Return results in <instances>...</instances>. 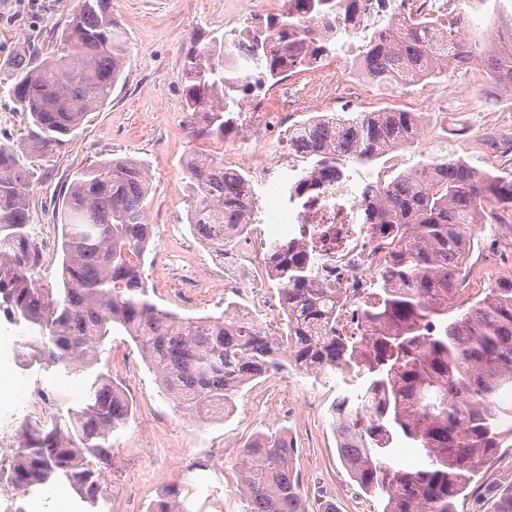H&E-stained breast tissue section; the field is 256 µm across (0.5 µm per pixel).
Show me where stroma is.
<instances>
[{
  "label": "stroma",
  "mask_w": 512,
  "mask_h": 512,
  "mask_svg": "<svg viewBox=\"0 0 512 512\" xmlns=\"http://www.w3.org/2000/svg\"><path fill=\"white\" fill-rule=\"evenodd\" d=\"M74 0H0V148L20 151L25 116L6 91L11 62L23 49L38 55L60 53L63 30ZM112 15L122 29L128 58L111 99L91 113L68 144L53 151L36 175L30 208L44 251L42 275L56 282L61 227L58 198L66 178L84 164L131 158L148 164L151 191L147 216L154 236L145 253L144 271L152 298L180 316L219 315L233 294L223 281L186 309L179 288L167 275L174 269L223 272L224 261L197 243L187 224L183 161L188 154L224 155V143L192 134L182 104L185 55L194 40L209 42L230 32L237 19L248 18L252 0H112ZM465 85L469 96L456 87ZM434 139L417 138L398 152V161L360 167L369 177L390 179L420 163L444 157L462 158L479 170L512 173V94L490 93L476 67L450 71L432 80ZM413 92L371 82L356 95L338 99L340 113L382 108L418 109ZM463 276L475 287L476 266L498 268L512 253L505 227L483 225ZM132 399L136 412L118 436L116 464L108 476V512H147L161 490L184 486L191 512H242L238 492L240 445L257 432L285 431L296 453L294 465L308 497L327 496L336 512H383L385 500L361 492L342 465L337 451L332 406L335 382L288 371L245 385L234 410L221 421H196L179 413L164 396L135 344L126 333L113 332L100 353ZM512 487V435L490 457L480 475L458 500L457 512H489L490 494Z\"/></svg>",
  "instance_id": "stroma-1"
}]
</instances>
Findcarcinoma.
I'll use <instances>...</instances> for the list:
<instances>
[{
    "label": "carcinoma",
    "instance_id": "obj_1",
    "mask_svg": "<svg viewBox=\"0 0 512 512\" xmlns=\"http://www.w3.org/2000/svg\"><path fill=\"white\" fill-rule=\"evenodd\" d=\"M312 26L288 12L271 19V34L254 31L244 49L253 72L224 63L238 35L214 39L185 60L184 97L198 131L224 139L243 120L253 87L303 72L326 51L336 27V0H295ZM62 55L39 62L16 55L8 93L26 116L23 155L0 148V307L32 336L17 352L20 366L91 375V394L78 408L22 426L10 480L20 496L65 480L95 507L105 499L113 437L126 427L133 403L110 376L95 369L96 348L122 329L155 374L161 392L184 414L222 419L238 391L293 367L317 379L335 376L378 396L368 419L346 400L333 405L338 453L359 487L386 498L383 512H457L456 501L499 447L512 418V279L499 280L466 310L454 299L473 237L472 224L512 220V178L481 172L463 159L420 163L379 181L363 199L366 223L389 245L390 261L361 304L365 328L336 336V289L318 282L304 246L274 241L266 253L278 286L282 327L268 335L239 318L229 303L215 317L181 319L153 302L144 254L148 223L147 165L130 158L95 162L75 171L58 210L59 287L38 284L42 251L31 223L37 169L91 112L111 98L126 64V41L112 20L111 0H78ZM474 65L487 85L512 90V44L469 40L461 14L443 22L390 16L362 46L360 66L382 84H411ZM420 126L401 109L312 120L290 133L291 147L311 169L334 181L348 164L379 162L411 144ZM188 224L216 256L247 231L256 201L244 174L224 173V161L191 158ZM420 448L428 465L394 467V445ZM292 448L281 434H259L241 445L238 490L245 512H309L293 472ZM148 512H190L175 485Z\"/></svg>",
    "mask_w": 512,
    "mask_h": 512
}]
</instances>
